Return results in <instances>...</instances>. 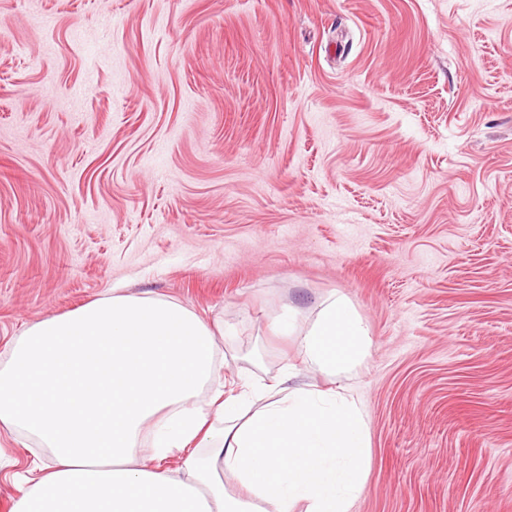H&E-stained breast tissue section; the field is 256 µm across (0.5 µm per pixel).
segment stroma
Segmentation results:
<instances>
[{
    "label": "stroma",
    "mask_w": 512,
    "mask_h": 512,
    "mask_svg": "<svg viewBox=\"0 0 512 512\" xmlns=\"http://www.w3.org/2000/svg\"><path fill=\"white\" fill-rule=\"evenodd\" d=\"M117 285L254 385L346 296L349 512H512V0H0V362Z\"/></svg>",
    "instance_id": "obj_1"
}]
</instances>
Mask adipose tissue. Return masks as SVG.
<instances>
[{
  "instance_id": "ef3b65f1",
  "label": "adipose tissue",
  "mask_w": 512,
  "mask_h": 512,
  "mask_svg": "<svg viewBox=\"0 0 512 512\" xmlns=\"http://www.w3.org/2000/svg\"><path fill=\"white\" fill-rule=\"evenodd\" d=\"M277 330L332 377L367 355L341 297L304 332L288 315ZM217 350L212 326L163 297L115 294L28 326L0 366V430L50 449L55 465L25 477L12 512H349L369 469L358 403L283 376L200 404Z\"/></svg>"
}]
</instances>
